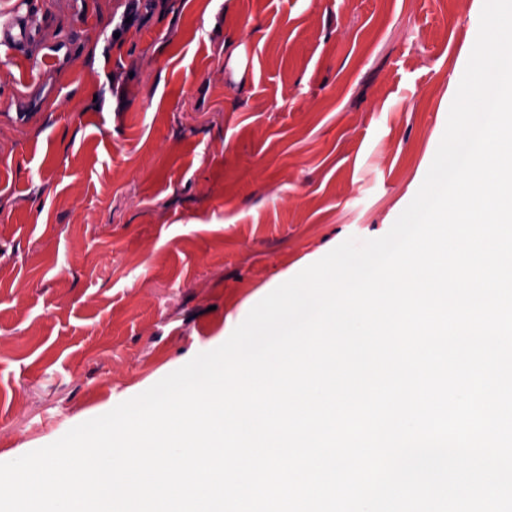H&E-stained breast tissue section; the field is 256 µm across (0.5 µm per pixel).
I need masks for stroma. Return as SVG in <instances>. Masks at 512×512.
I'll return each instance as SVG.
<instances>
[{
  "mask_svg": "<svg viewBox=\"0 0 512 512\" xmlns=\"http://www.w3.org/2000/svg\"><path fill=\"white\" fill-rule=\"evenodd\" d=\"M28 3L44 18L32 50L53 62L21 88L0 61V462L217 348L345 240L385 235L433 161L481 14Z\"/></svg>",
  "mask_w": 512,
  "mask_h": 512,
  "instance_id": "obj_1",
  "label": "stroma"
}]
</instances>
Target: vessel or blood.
<instances>
[{
	"mask_svg": "<svg viewBox=\"0 0 512 512\" xmlns=\"http://www.w3.org/2000/svg\"><path fill=\"white\" fill-rule=\"evenodd\" d=\"M41 27L38 13L25 9L23 0H16L7 20H0V56L22 64L26 75L43 70L48 60L28 54L27 46L34 41Z\"/></svg>",
	"mask_w": 512,
	"mask_h": 512,
	"instance_id": "1",
	"label": "vessel or blood"
}]
</instances>
